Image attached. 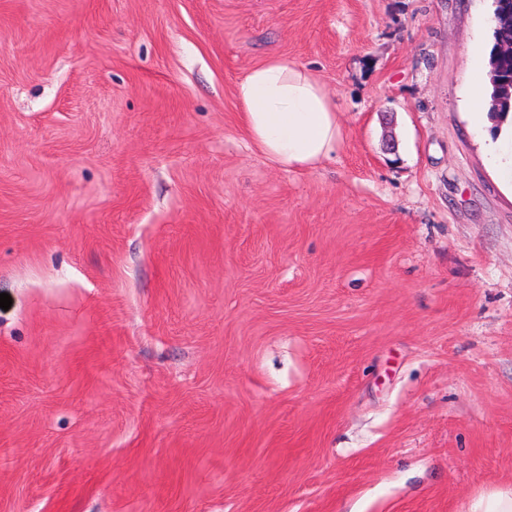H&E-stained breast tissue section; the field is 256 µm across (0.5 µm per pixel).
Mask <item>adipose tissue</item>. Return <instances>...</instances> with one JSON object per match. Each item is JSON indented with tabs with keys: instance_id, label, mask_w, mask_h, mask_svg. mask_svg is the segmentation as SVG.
I'll use <instances>...</instances> for the list:
<instances>
[{
	"instance_id": "1",
	"label": "adipose tissue",
	"mask_w": 512,
	"mask_h": 512,
	"mask_svg": "<svg viewBox=\"0 0 512 512\" xmlns=\"http://www.w3.org/2000/svg\"><path fill=\"white\" fill-rule=\"evenodd\" d=\"M250 142L283 170H311L341 138L336 103L306 68L279 59L251 68L237 87Z\"/></svg>"
}]
</instances>
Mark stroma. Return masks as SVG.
<instances>
[{
    "label": "stroma",
    "mask_w": 512,
    "mask_h": 512,
    "mask_svg": "<svg viewBox=\"0 0 512 512\" xmlns=\"http://www.w3.org/2000/svg\"><path fill=\"white\" fill-rule=\"evenodd\" d=\"M493 0H0V512H468L512 484ZM336 102L284 171L236 88ZM250 142L283 170H312L336 154V102L306 68L279 59L251 68L237 87Z\"/></svg>",
    "instance_id": "stroma-1"
}]
</instances>
